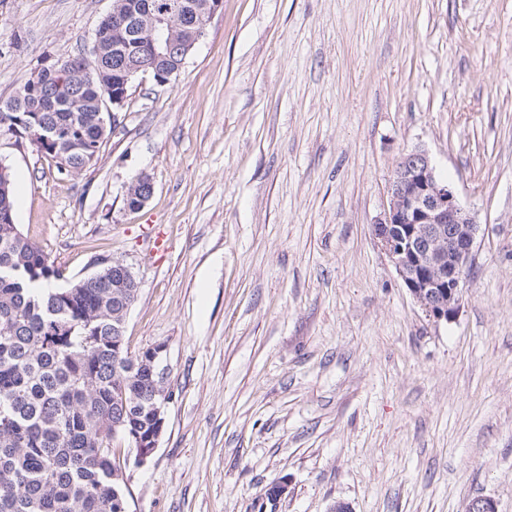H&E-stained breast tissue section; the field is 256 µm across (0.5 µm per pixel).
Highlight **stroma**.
Returning a JSON list of instances; mask_svg holds the SVG:
<instances>
[{
	"label": "stroma",
	"mask_w": 512,
	"mask_h": 512,
	"mask_svg": "<svg viewBox=\"0 0 512 512\" xmlns=\"http://www.w3.org/2000/svg\"><path fill=\"white\" fill-rule=\"evenodd\" d=\"M223 2L168 84L133 81L80 174L0 137L24 235L68 278L123 260L126 345L165 348L129 512H512V0ZM111 6L0 0V101L90 56ZM413 147L479 226L440 325L372 235ZM154 194V183L147 174L136 176L128 186L126 203L130 209H141L152 198Z\"/></svg>",
	"instance_id": "35a3bbf8"
}]
</instances>
